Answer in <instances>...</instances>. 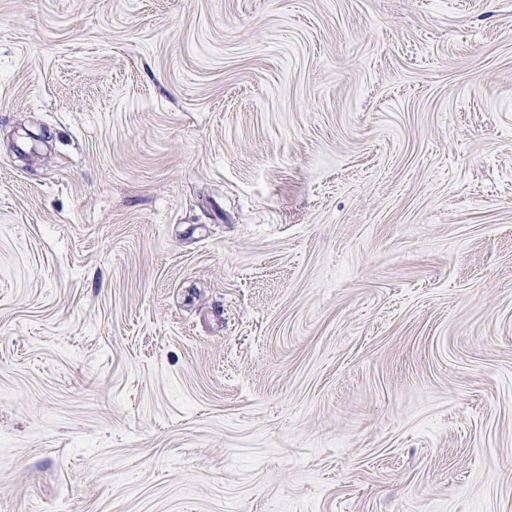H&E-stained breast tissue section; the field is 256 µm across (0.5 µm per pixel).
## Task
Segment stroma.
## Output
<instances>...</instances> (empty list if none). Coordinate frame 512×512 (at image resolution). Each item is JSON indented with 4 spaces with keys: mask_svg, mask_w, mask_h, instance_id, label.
Here are the masks:
<instances>
[{
    "mask_svg": "<svg viewBox=\"0 0 512 512\" xmlns=\"http://www.w3.org/2000/svg\"><path fill=\"white\" fill-rule=\"evenodd\" d=\"M0 512H512V0H0Z\"/></svg>",
    "mask_w": 512,
    "mask_h": 512,
    "instance_id": "35a3bbf8",
    "label": "stroma"
}]
</instances>
